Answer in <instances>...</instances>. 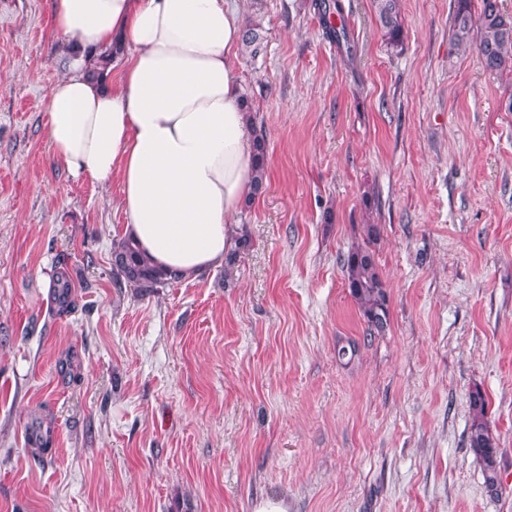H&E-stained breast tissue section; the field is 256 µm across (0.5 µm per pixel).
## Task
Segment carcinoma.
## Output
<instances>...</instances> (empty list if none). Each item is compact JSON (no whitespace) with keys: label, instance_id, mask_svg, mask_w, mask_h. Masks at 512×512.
<instances>
[{"label":"carcinoma","instance_id":"carcinoma-1","mask_svg":"<svg viewBox=\"0 0 512 512\" xmlns=\"http://www.w3.org/2000/svg\"><path fill=\"white\" fill-rule=\"evenodd\" d=\"M377 22L387 46H401L403 20L400 0H373ZM316 14L325 21L326 36L337 45L345 47L346 60L353 59L349 30L337 0H311ZM452 45L459 53L474 51L483 70L497 81H505L512 88V13L502 9L500 0H480V11L474 13L472 0H455L452 16ZM264 37L260 23L247 21L242 35L245 53L256 57L262 51ZM255 142V175L252 178L251 196L245 206L266 190L267 140L266 135L252 130ZM365 244L351 248L343 257L342 269L347 288L371 333L383 331L389 316L388 298L380 276L375 255L370 249L378 240L380 228L365 225ZM233 246L225 257L224 273H229L237 253L248 247L250 237L247 225L233 238ZM112 271L116 281L125 282L141 291L179 281L175 274L158 269L129 237L112 243ZM472 413L468 442L472 451L481 458L489 487L496 485L497 442L487 419V400L484 392L476 387L469 394Z\"/></svg>","mask_w":512,"mask_h":512}]
</instances>
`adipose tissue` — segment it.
Masks as SVG:
<instances>
[{"label":"adipose tissue","instance_id":"ef3b65f1","mask_svg":"<svg viewBox=\"0 0 512 512\" xmlns=\"http://www.w3.org/2000/svg\"><path fill=\"white\" fill-rule=\"evenodd\" d=\"M242 25L226 0L55 3L72 49L48 96L52 154L75 178L118 182L122 236L187 281L223 267L252 190ZM107 50L111 64L92 77V56Z\"/></svg>","mask_w":512,"mask_h":512}]
</instances>
